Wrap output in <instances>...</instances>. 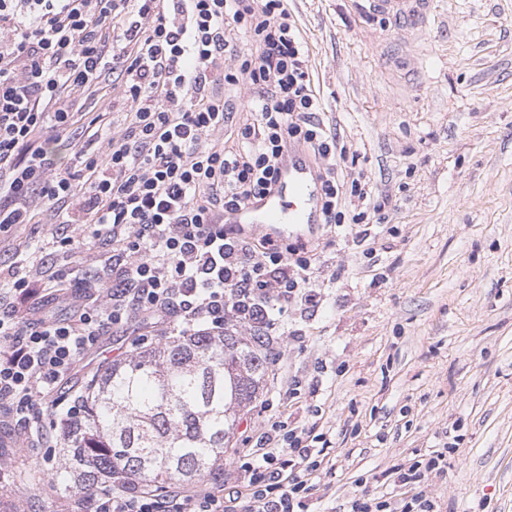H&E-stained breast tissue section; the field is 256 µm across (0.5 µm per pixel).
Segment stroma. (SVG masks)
<instances>
[{
  "label": "stroma",
  "mask_w": 512,
  "mask_h": 512,
  "mask_svg": "<svg viewBox=\"0 0 512 512\" xmlns=\"http://www.w3.org/2000/svg\"><path fill=\"white\" fill-rule=\"evenodd\" d=\"M288 7L324 122L346 144L343 171L369 180L384 220L364 242L350 223L290 237L321 302L292 299L272 330L280 361L241 410L224 471L281 421L330 441L313 512H337L361 478L401 500L394 469L437 450L448 466L424 490L441 512H512V0H431L414 23L362 0ZM111 254L72 226L26 224L0 240V269L67 279L77 260L99 267ZM175 334L129 322L80 366ZM43 454L22 439L0 445V469L22 481Z\"/></svg>",
  "instance_id": "35a3bbf8"
}]
</instances>
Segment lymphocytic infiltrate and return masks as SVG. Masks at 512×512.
Instances as JSON below:
<instances>
[{"label":"lymphocytic infiltrate","instance_id":"lymphocytic-infiltrate-1","mask_svg":"<svg viewBox=\"0 0 512 512\" xmlns=\"http://www.w3.org/2000/svg\"><path fill=\"white\" fill-rule=\"evenodd\" d=\"M234 61L236 69L226 68ZM247 83L251 120L231 148L211 142L233 121L227 91ZM120 89L118 115L88 101ZM306 41L287 0H0V236L23 224H75L106 237L113 277L73 284L0 275V407L29 426L53 397L70 422L84 409L58 384L115 327L141 319L223 334L272 326L289 298L317 306L309 257L266 238L254 245L224 222L273 192L289 145L321 179V221L345 197L372 203L363 177L342 180L347 148L320 117ZM88 146L62 167L49 144ZM68 317L46 316L57 303ZM272 423L238 467L239 484L147 493L127 482L99 493L95 512H307L321 435ZM444 455L399 471L402 512H436L420 487Z\"/></svg>","mask_w":512,"mask_h":512}]
</instances>
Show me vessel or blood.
Listing matches in <instances>:
<instances>
[{
	"instance_id": "b4317fda",
	"label": "vessel or blood",
	"mask_w": 512,
	"mask_h": 512,
	"mask_svg": "<svg viewBox=\"0 0 512 512\" xmlns=\"http://www.w3.org/2000/svg\"><path fill=\"white\" fill-rule=\"evenodd\" d=\"M373 13L408 18L411 5L424 0H367ZM321 182L305 153L289 149L275 191L230 216L233 224H248L267 235L286 239L312 232L321 221Z\"/></svg>"
}]
</instances>
